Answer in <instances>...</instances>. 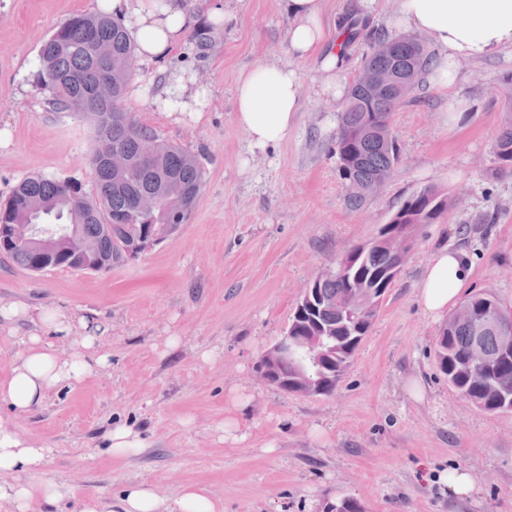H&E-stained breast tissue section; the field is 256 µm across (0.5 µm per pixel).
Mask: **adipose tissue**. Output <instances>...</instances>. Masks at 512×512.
Returning a JSON list of instances; mask_svg holds the SVG:
<instances>
[{
    "label": "adipose tissue",
    "instance_id": "ef3b65f1",
    "mask_svg": "<svg viewBox=\"0 0 512 512\" xmlns=\"http://www.w3.org/2000/svg\"><path fill=\"white\" fill-rule=\"evenodd\" d=\"M288 15V52L297 59H319L318 93L328 101L343 99L349 90L343 52L326 49L324 0H278ZM97 12L124 18L141 61L163 59L183 40L191 20L177 0H94ZM391 30H413L425 35L436 50L427 72L429 86L450 92L449 129H456L471 108L456 94L460 65L479 63L512 50V0H399L387 18ZM301 75L290 65L264 63L243 72L235 88L237 124L252 145L263 148L284 140L302 109ZM472 275V267L458 250L444 248L425 268L418 301L427 315L439 320L454 308ZM109 356L95 337L75 341L67 356L38 332L22 336L11 367L0 379V401L24 414L42 404L48 391L64 385L76 387L89 375L108 368ZM48 451L16 434L0 431V503L10 512H31L33 503L53 505L58 492L38 481ZM26 474V481L7 482V475ZM115 512H215L214 503L195 486H187L175 501L160 498L148 482L128 485L115 504Z\"/></svg>",
    "mask_w": 512,
    "mask_h": 512
}]
</instances>
